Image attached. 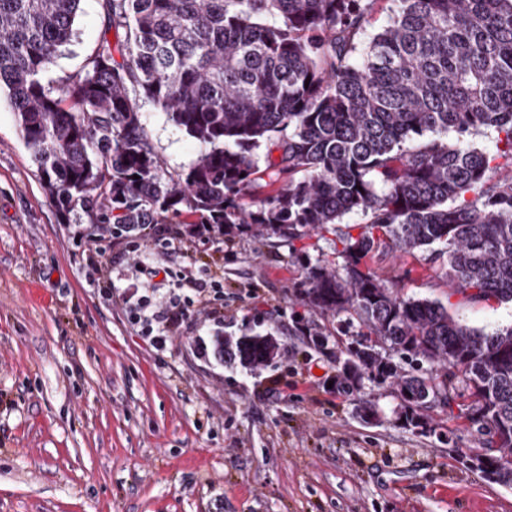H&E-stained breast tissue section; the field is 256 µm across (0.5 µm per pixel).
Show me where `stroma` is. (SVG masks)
Returning a JSON list of instances; mask_svg holds the SVG:
<instances>
[{
	"label": "stroma",
	"instance_id": "stroma-1",
	"mask_svg": "<svg viewBox=\"0 0 512 512\" xmlns=\"http://www.w3.org/2000/svg\"><path fill=\"white\" fill-rule=\"evenodd\" d=\"M73 44L51 66L81 71L103 21L85 0ZM163 168L185 170L199 144L139 100ZM368 221L344 216L335 231L293 244L250 234L205 239L186 215L170 248L113 236L101 266L100 233L82 212L61 220L0 104V512H512V486L486 481L463 458L482 444L457 387L448 408L428 412L432 434L398 425L391 387L364 382L357 395L331 387L334 355L352 340L342 316L301 298L306 263L341 267L340 236ZM170 270L161 297L189 296L190 277L224 274V315L196 309L162 351L128 315L136 264ZM368 266L404 298L447 305L470 327L512 326V303L472 301L446 276L439 248L403 255L380 248ZM111 279L103 294L98 282ZM328 337L321 353L294 336L297 321ZM270 332L282 354L253 371L225 365L200 343ZM377 405L362 421L359 401Z\"/></svg>",
	"mask_w": 512,
	"mask_h": 512
}]
</instances>
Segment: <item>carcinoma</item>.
Masks as SVG:
<instances>
[{"mask_svg": "<svg viewBox=\"0 0 512 512\" xmlns=\"http://www.w3.org/2000/svg\"><path fill=\"white\" fill-rule=\"evenodd\" d=\"M82 2L0 0V96L60 218L80 210L119 234L184 212L229 240L290 243L362 212L341 269L305 265V301L360 327V348L336 355V389L392 384L411 421L434 395L448 406L458 378L476 397L468 421L512 449V327L402 298L365 262L381 245L442 244L457 291L512 302V0H392L367 41L381 0H96L98 44L57 83L47 73ZM133 92L198 142L187 169L162 170ZM481 130L495 153L465 142ZM449 132L455 143L437 138ZM259 173L287 181L247 210ZM219 345L250 371L282 350L269 332Z\"/></svg>", "mask_w": 512, "mask_h": 512, "instance_id": "1", "label": "carcinoma"}]
</instances>
